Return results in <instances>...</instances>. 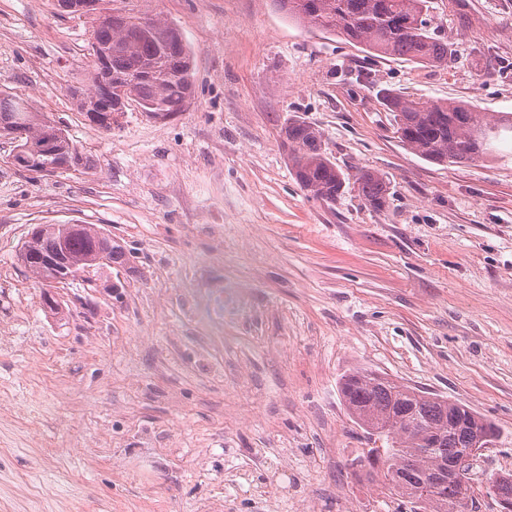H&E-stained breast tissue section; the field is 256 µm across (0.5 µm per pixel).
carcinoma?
I'll use <instances>...</instances> for the list:
<instances>
[{"label":"carcinoma","mask_w":512,"mask_h":512,"mask_svg":"<svg viewBox=\"0 0 512 512\" xmlns=\"http://www.w3.org/2000/svg\"><path fill=\"white\" fill-rule=\"evenodd\" d=\"M289 17L344 37L371 54L403 58L419 64L446 66L448 43L434 37L426 19L427 0H274ZM92 66L89 89L74 88L80 112L98 128L120 124L127 105L137 103L155 119L184 111L193 94V60L180 31L165 22L125 13L110 23L97 21L90 40ZM385 107L395 113L401 142L413 153L438 164H468L498 152L497 143L512 137V115L486 122L462 102H428L391 91L382 93ZM14 121V166L28 158L44 164L59 162L68 170L92 168L65 129L16 96H0V122ZM295 179L310 196L333 203L346 183L357 185L364 202L384 206L387 184L375 171L350 176L336 168L313 125L288 119L281 126ZM21 259L36 278L49 277L37 259ZM63 259L81 272L96 259L122 267L128 256L110 234L95 224L68 238ZM339 392L348 414L368 433L385 441L380 462L358 469L379 480L384 493L412 512H466L453 509L456 484L443 481L448 468L472 447L479 423L497 437L494 425L473 409L438 395L419 391L365 368L343 374ZM493 496L512 503V474L497 475Z\"/></svg>","instance_id":"obj_1"}]
</instances>
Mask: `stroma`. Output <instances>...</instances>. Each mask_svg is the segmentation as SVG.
<instances>
[{
	"label": "stroma",
	"instance_id": "obj_1",
	"mask_svg": "<svg viewBox=\"0 0 512 512\" xmlns=\"http://www.w3.org/2000/svg\"><path fill=\"white\" fill-rule=\"evenodd\" d=\"M445 67L369 54L273 0H112L174 25L195 88L166 121L104 132L90 18L0 0V93L64 128L91 170L16 168L0 137V512H396L351 459L367 447L340 376L372 369L499 430L472 470L512 471V157L439 165L408 150L382 90L512 113V0H430ZM323 134L370 170L335 202L295 180L279 130ZM95 224L130 253L54 285L19 252L40 224Z\"/></svg>",
	"mask_w": 512,
	"mask_h": 512
}]
</instances>
